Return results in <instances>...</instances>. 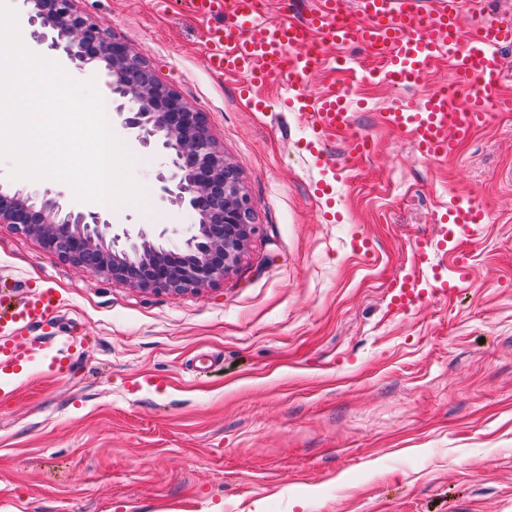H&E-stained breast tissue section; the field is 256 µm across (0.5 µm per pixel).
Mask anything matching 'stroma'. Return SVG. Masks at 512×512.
I'll return each mask as SVG.
<instances>
[{"mask_svg":"<svg viewBox=\"0 0 512 512\" xmlns=\"http://www.w3.org/2000/svg\"><path fill=\"white\" fill-rule=\"evenodd\" d=\"M74 5L205 113L256 231L223 278L175 295L0 224V287L60 299L36 340L83 339L69 370L41 354L0 391V512H512V112L429 158L383 116L453 84L448 62L412 87L327 67L309 93L346 91L374 143L352 159L346 135L319 143L287 86L258 110L212 75L205 25L177 0ZM117 136L146 196L110 223H193L157 194L162 153ZM468 201L485 222L449 230L442 213ZM462 242L472 281L433 293ZM419 248L422 300L403 312Z\"/></svg>","mask_w":512,"mask_h":512,"instance_id":"1","label":"stroma"}]
</instances>
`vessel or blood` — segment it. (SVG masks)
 Wrapping results in <instances>:
<instances>
[{
	"label": "vessel or blood",
	"instance_id": "obj_1",
	"mask_svg": "<svg viewBox=\"0 0 512 512\" xmlns=\"http://www.w3.org/2000/svg\"><path fill=\"white\" fill-rule=\"evenodd\" d=\"M362 17L353 19L345 0H319L301 19L291 14L290 0H189L191 16L207 25L206 65L216 77L241 76L247 89L288 82L292 100L304 112L313 133L325 139L352 126L345 94H308L309 75L325 63L324 47L360 46L382 60L380 75L396 86H416L430 75L439 58L451 60L457 85L467 87L465 105L455 104L450 90L429 93L418 111L386 113L385 123L403 131L428 156L453 157L461 141L497 111L503 81L500 55L512 48V18L490 15L474 25L462 24V0H445L433 15H424L416 0H360ZM279 17H272V10ZM483 219L472 205L449 209L451 224L469 227ZM51 291L22 300L0 294V309L11 312L0 322V373L33 359L28 334L50 322L56 309Z\"/></svg>",
	"mask_w": 512,
	"mask_h": 512
}]
</instances>
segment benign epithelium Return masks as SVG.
I'll return each mask as SVG.
<instances>
[{"mask_svg": "<svg viewBox=\"0 0 512 512\" xmlns=\"http://www.w3.org/2000/svg\"><path fill=\"white\" fill-rule=\"evenodd\" d=\"M31 38L78 70L112 77L121 103L113 119L144 148L160 147L167 172L159 173L161 199L191 210L179 248L140 229L110 233L112 224L93 210L62 202V194L0 189V224L34 236L75 265L88 267L143 290L181 294L224 276L240 259L253 230L251 202L235 167L210 137L204 114L159 82L129 47L105 33L103 24L74 8V0H22Z\"/></svg>", "mask_w": 512, "mask_h": 512, "instance_id": "benign-epithelium-1", "label": "benign epithelium"}]
</instances>
